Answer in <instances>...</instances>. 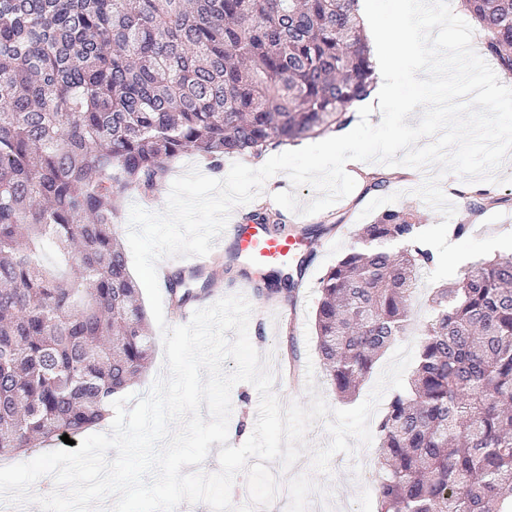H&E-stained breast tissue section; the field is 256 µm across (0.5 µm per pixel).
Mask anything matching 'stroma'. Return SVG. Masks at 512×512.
I'll use <instances>...</instances> for the list:
<instances>
[{"label": "stroma", "mask_w": 512, "mask_h": 512, "mask_svg": "<svg viewBox=\"0 0 512 512\" xmlns=\"http://www.w3.org/2000/svg\"><path fill=\"white\" fill-rule=\"evenodd\" d=\"M368 172L382 173L390 178L386 187L379 191H368L366 182H357L355 190L345 198L337 201L325 211L314 214L316 226L328 232L330 240L325 246H317L315 239L303 241L299 253L310 256L311 261L304 271L300 293L295 305L297 333L294 339H287L280 329L277 315L267 310L264 300L257 296L256 286L264 272L263 267L240 259L235 261L231 273H219L225 292H238L244 296L253 308L249 321V339L255 349L263 355L270 356L271 369H278L282 353L287 346H294L300 359H311L313 364V382L328 405L334 409H349L359 405L368 398L374 388L376 376L389 364L393 353L385 351L378 360L374 371L352 399L341 398L331 387L324 366L317 350L315 332V312L320 298L319 282L328 268L335 265L354 240L361 225L371 223L375 216L386 209L400 207L416 214L420 223L433 225L440 223L437 210L427 205L417 196V189L433 177L436 166L419 170L415 178L400 180L394 178L391 167L369 163ZM508 168L498 172L499 182L485 183L484 188L491 193L493 200L488 203L481 214H472L469 202L475 201V194H464L450 190L448 181H441V189L446 190L447 197L455 206L456 212L451 221L455 224L469 225L470 236L485 238L512 232V189L507 188L503 179L511 173ZM294 190L300 203H308L316 192L312 187H293L286 174L279 173L269 178L260 194L250 203L236 207L231 219L234 223H243L246 214L264 207L279 212L283 223L303 224L302 215L280 209L272 196L274 193ZM232 415L229 421L228 440L230 445L243 444L252 434L257 417L259 395L253 385L241 382L236 384L231 393ZM376 445L358 447L354 455L338 454L330 461V473L319 476L320 484L330 487L332 491L329 502H322L320 497H312L310 512H321L324 505H331L332 512H377L376 489L372 470L376 462Z\"/></svg>", "instance_id": "obj_1"}]
</instances>
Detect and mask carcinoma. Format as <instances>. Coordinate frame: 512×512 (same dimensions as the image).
<instances>
[{
    "instance_id": "1",
    "label": "carcinoma",
    "mask_w": 512,
    "mask_h": 512,
    "mask_svg": "<svg viewBox=\"0 0 512 512\" xmlns=\"http://www.w3.org/2000/svg\"><path fill=\"white\" fill-rule=\"evenodd\" d=\"M359 0H0V454L98 426L154 341L115 225L167 161L346 126L374 66ZM512 73V0H462ZM275 235L316 234L277 215ZM402 209L365 224L319 285L317 347L353 394L412 329L434 253ZM59 254L68 270L46 266ZM196 274L168 276L178 304ZM271 271L258 296L295 305ZM415 366L378 423L377 512H512V257L435 289Z\"/></svg>"
}]
</instances>
